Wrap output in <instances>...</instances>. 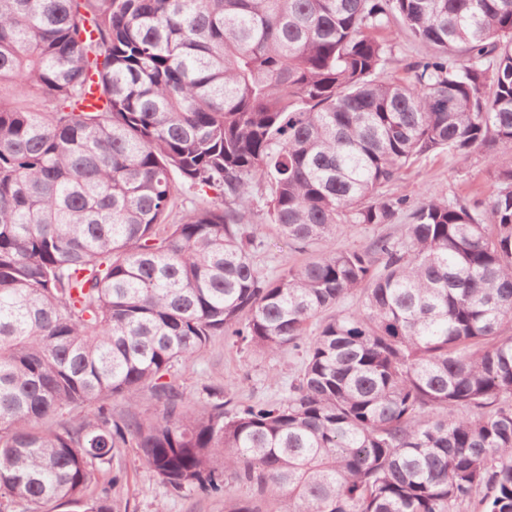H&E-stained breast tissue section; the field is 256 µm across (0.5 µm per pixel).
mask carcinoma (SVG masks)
<instances>
[{
	"label": "carcinoma",
	"mask_w": 512,
	"mask_h": 512,
	"mask_svg": "<svg viewBox=\"0 0 512 512\" xmlns=\"http://www.w3.org/2000/svg\"><path fill=\"white\" fill-rule=\"evenodd\" d=\"M393 25L432 49L403 78ZM4 85L57 108L0 99V512H112L127 448L224 512H512V0H0ZM474 152L487 201L388 192ZM175 174L224 205L170 222ZM255 200L297 249L408 223L270 278ZM219 335L297 351L288 395L189 399ZM405 220L398 224H381L360 226L355 230H343L337 233L336 237L329 241L323 249L325 250H352L364 247L373 238L378 236H389L394 239H401L404 236ZM236 495L244 498H256L261 506L262 512H284L286 504L282 498H275L269 495L258 496L253 490L246 486L233 484Z\"/></svg>",
	"instance_id": "1"
}]
</instances>
